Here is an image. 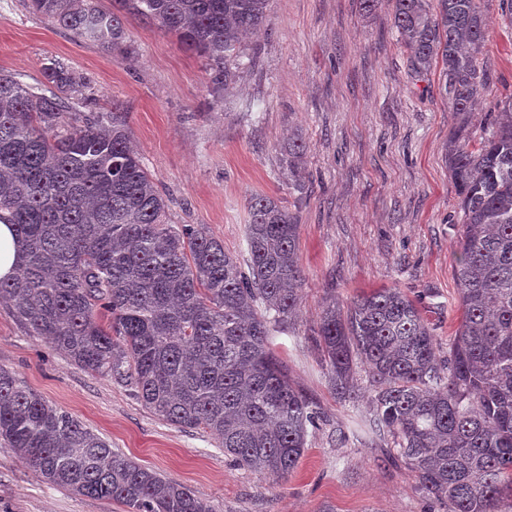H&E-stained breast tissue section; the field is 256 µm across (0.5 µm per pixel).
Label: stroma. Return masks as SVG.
<instances>
[{"label":"stroma","mask_w":512,"mask_h":512,"mask_svg":"<svg viewBox=\"0 0 512 512\" xmlns=\"http://www.w3.org/2000/svg\"><path fill=\"white\" fill-rule=\"evenodd\" d=\"M478 7L485 91L468 120L474 140L488 113L512 97V0ZM126 28L128 48L105 54L30 14L22 0H0V69L33 84L47 57H62L87 77L97 109L122 102L132 144L169 199L170 224L203 229L238 258L247 256L252 195L296 214L300 312L273 345L293 385L319 408V426L296 468L275 483L233 466L210 433L170 425L112 378L82 370L2 307L0 367L213 512H448L370 429L366 378L355 398L334 393L314 336L326 296L346 306L378 288L415 301L440 350L455 335L462 227L445 147L458 124L439 68L412 71L385 2L368 13L360 0H270L269 21L245 39L224 93L175 36L134 18ZM296 134L308 145L300 193L279 173L280 150ZM0 512L126 509L47 483L0 442Z\"/></svg>","instance_id":"stroma-1"}]
</instances>
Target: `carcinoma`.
<instances>
[{"mask_svg":"<svg viewBox=\"0 0 512 512\" xmlns=\"http://www.w3.org/2000/svg\"><path fill=\"white\" fill-rule=\"evenodd\" d=\"M27 0L52 25L110 53L137 17L205 57L229 89L242 38L266 25L270 0ZM390 0L412 68L441 64L461 125L484 86L477 0ZM86 78L51 57L43 80L0 70V221L25 243L0 306L85 371L132 390L158 418L203 429L234 466L274 482L302 457L319 411L289 381L272 333L298 315L302 270L295 214L249 199L241 261L201 229L168 223V200L130 145L128 112L80 115ZM302 136L280 174L302 192ZM462 235L455 267L461 321L448 355L413 300L379 288L342 307L325 299L318 336L331 388L354 393L367 373L373 428L420 490L448 512H497L512 491V99L484 136L448 140ZM108 313L101 321L98 311ZM0 440L43 480L128 512H211L184 485L115 453L69 413L0 368Z\"/></svg>","mask_w":512,"mask_h":512,"instance_id":"cac0c4a2","label":"carcinoma"}]
</instances>
